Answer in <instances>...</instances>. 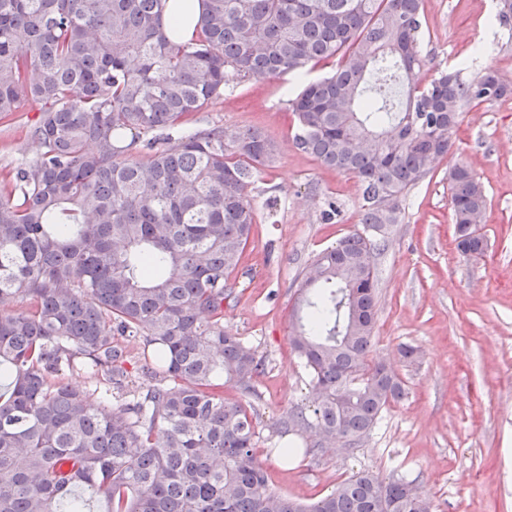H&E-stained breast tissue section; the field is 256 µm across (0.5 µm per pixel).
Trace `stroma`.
<instances>
[{
	"instance_id": "stroma-1",
	"label": "stroma",
	"mask_w": 512,
	"mask_h": 512,
	"mask_svg": "<svg viewBox=\"0 0 512 512\" xmlns=\"http://www.w3.org/2000/svg\"><path fill=\"white\" fill-rule=\"evenodd\" d=\"M497 0H422V48L434 68L455 66L481 48L469 76L492 68L512 81V31L493 25ZM300 89L285 75L245 81L186 126L264 129L280 145L251 194L257 212L243 263L230 280L236 298L224 325L254 349L263 370L253 393L225 383V401L260 413L256 449L274 489L307 503L339 480L369 469L398 473L432 497L435 512H512V96L466 108L453 147L410 191L401 221L377 259L378 314L371 358L391 364L406 383L403 399L383 412L355 454H312L310 432L286 435L289 462L271 449L273 424L292 406L312 402L308 371L291 347L297 289L314 256L359 229L357 178L323 166L291 143L288 102ZM37 115L0 117V170L34 161L27 128ZM465 161L488 196L480 259L457 248L448 172ZM341 209L326 223V201ZM415 348L412 362L398 349Z\"/></svg>"
}]
</instances>
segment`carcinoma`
Wrapping results in <instances>:
<instances>
[{"instance_id":"obj_1","label":"carcinoma","mask_w":512,"mask_h":512,"mask_svg":"<svg viewBox=\"0 0 512 512\" xmlns=\"http://www.w3.org/2000/svg\"><path fill=\"white\" fill-rule=\"evenodd\" d=\"M202 2L195 35L174 41L163 0H0V114L38 113L39 147L0 181V512H432L406 477L369 470L312 504L268 484L258 413L220 388L249 393L262 367L224 304L256 223L248 188L279 148L259 127L182 126L242 80L336 60L289 101L292 142L358 179L363 230L299 286L291 345L321 400L275 429L361 441L406 393L368 359L375 258L461 112L512 86L491 68L420 82L422 0ZM449 189L458 249L483 254L488 197L468 163ZM75 369L107 382L106 404L62 381Z\"/></svg>"}]
</instances>
